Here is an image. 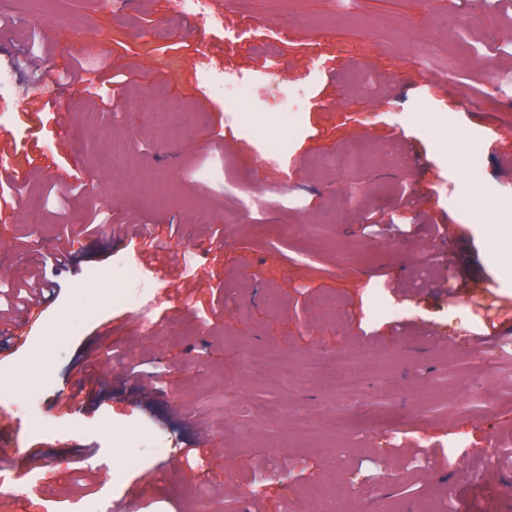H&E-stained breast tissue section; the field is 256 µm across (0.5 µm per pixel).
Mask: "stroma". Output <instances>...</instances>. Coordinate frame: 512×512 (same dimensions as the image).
Here are the masks:
<instances>
[{"mask_svg": "<svg viewBox=\"0 0 512 512\" xmlns=\"http://www.w3.org/2000/svg\"><path fill=\"white\" fill-rule=\"evenodd\" d=\"M213 9L222 28L169 0L0 16L16 84L0 91V291L36 272L49 292L4 324L23 338L0 348V384L38 456L0 512L107 490L124 512H456V490L470 512H512V348L474 342L486 301L512 308V0ZM92 64L119 84L81 80ZM206 71L240 93L204 95ZM172 102L193 113L159 129ZM349 148L370 164L347 167ZM89 191L108 223L92 236ZM63 238L73 261L55 267ZM143 359L163 391L123 379ZM312 362L342 366L354 395Z\"/></svg>", "mask_w": 512, "mask_h": 512, "instance_id": "1", "label": "stroma"}]
</instances>
